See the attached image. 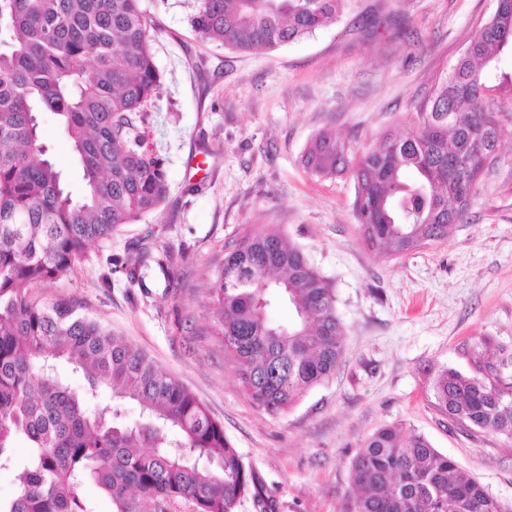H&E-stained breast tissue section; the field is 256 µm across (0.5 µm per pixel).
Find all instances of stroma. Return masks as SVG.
I'll use <instances>...</instances> for the list:
<instances>
[{"label": "stroma", "instance_id": "1", "mask_svg": "<svg viewBox=\"0 0 512 512\" xmlns=\"http://www.w3.org/2000/svg\"><path fill=\"white\" fill-rule=\"evenodd\" d=\"M161 74L158 98L133 116L143 148L165 160L166 202L93 243L70 277L30 287L67 296L145 352L224 428L277 512H352L350 462L377 430L423 434L512 505V441L452 425L433 380L492 362L512 384V139L477 182L447 239L391 257L369 248L348 174L320 178L302 157L322 132L351 149L413 131L416 113L496 0H353L335 25L268 51L202 39L194 0H141ZM42 142L73 197L85 182L54 114ZM281 230L333 284L344 359L326 383L270 415L245 394L224 354L214 289L244 236ZM170 253L144 279L127 253Z\"/></svg>", "mask_w": 512, "mask_h": 512}]
</instances>
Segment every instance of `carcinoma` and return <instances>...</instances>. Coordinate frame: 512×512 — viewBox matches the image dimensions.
<instances>
[{
    "instance_id": "obj_1",
    "label": "carcinoma",
    "mask_w": 512,
    "mask_h": 512,
    "mask_svg": "<svg viewBox=\"0 0 512 512\" xmlns=\"http://www.w3.org/2000/svg\"><path fill=\"white\" fill-rule=\"evenodd\" d=\"M191 25L243 52L271 50L336 23L349 0H196ZM140 0H0V466L16 464L18 493L0 512H93L95 483L110 512H162L178 499L197 512H236L248 493L260 512L274 501L247 471L224 428L145 353L83 315L65 298L33 300L31 284L68 277L95 241L134 224L167 198L164 160L143 149L132 114L156 96L161 75ZM512 51V0H498L454 68L417 111L414 132L390 133L353 151L319 134L304 164L354 181L365 243L399 256L448 238L462 222L488 158L509 129L487 105L489 89L512 92L499 71ZM57 116L82 166L73 199L40 141L39 117ZM224 353L249 397L279 414L328 381L344 352L335 290L278 231L244 238L224 258L216 295ZM286 303L292 319L269 309ZM85 372L77 391L62 363ZM448 419L512 439V385L489 365L448 367L433 382ZM112 403L91 409L100 391ZM135 401L142 419L121 422ZM354 512H502L501 501L421 434L392 426L350 464Z\"/></svg>"
}]
</instances>
